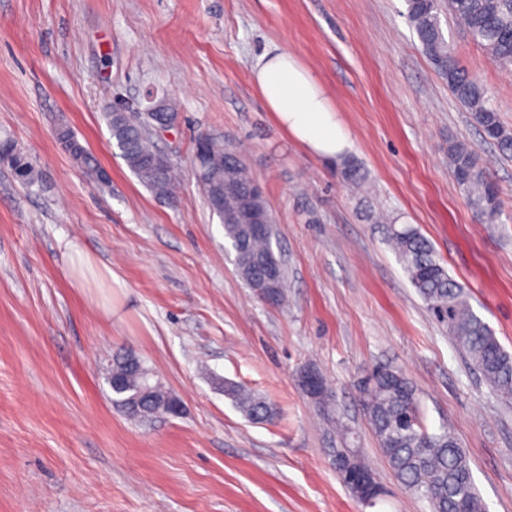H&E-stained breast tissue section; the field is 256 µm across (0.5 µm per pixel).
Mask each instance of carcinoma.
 I'll use <instances>...</instances> for the list:
<instances>
[{"label": "carcinoma", "instance_id": "1", "mask_svg": "<svg viewBox=\"0 0 512 512\" xmlns=\"http://www.w3.org/2000/svg\"><path fill=\"white\" fill-rule=\"evenodd\" d=\"M452 17L471 40L481 46L497 68L512 71V0H406V18L424 54L448 83L452 95L467 109L473 126L502 153L512 154V130L505 127L484 84L459 65L445 37L441 16ZM104 119L125 163L159 198L170 199L176 192L177 174L170 165L157 169L145 162L155 153V144L145 134V119L106 108ZM216 154L229 157L234 168L226 172L231 188L203 177L197 179L205 199L220 194L224 207L213 210L224 226V239L234 251L238 275L251 286L263 267L250 262L261 258L279 271L275 305L286 297L287 273L276 256L272 237H251L242 221V200L254 179L236 150L212 140ZM0 159L26 185L38 181L33 163L13 141L0 142ZM448 159L456 184L479 222L497 224L502 201L478 154L466 143L448 142ZM344 182L358 189L365 181L360 166L348 160L340 171ZM376 222L388 224L387 242L402 264L411 284L433 319L448 330V336L462 350L470 364L505 401L512 400V354L507 352L493 330L473 310L470 294L453 280L440 264L431 242L411 224L398 225L384 216ZM370 387L360 391V403L372 426L389 466L411 493L427 501L431 512H487L479 495L469 457L460 452L455 437L443 426L429 431L423 423L416 389L400 371L388 366L372 370ZM151 370L138 358L117 354L107 378L113 402L139 422H148L170 410L171 393L158 381L151 383ZM225 394L239 411L256 422H272L276 412L263 396L237 384H224Z\"/></svg>", "mask_w": 512, "mask_h": 512}]
</instances>
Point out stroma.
Instances as JSON below:
<instances>
[{"label": "stroma", "instance_id": "1", "mask_svg": "<svg viewBox=\"0 0 512 512\" xmlns=\"http://www.w3.org/2000/svg\"><path fill=\"white\" fill-rule=\"evenodd\" d=\"M405 12V0H0V140L41 172L27 186L0 164V512H430L394 477L360 406L377 365L411 379L428 430L448 427L488 512H512V404L432 319L370 219L382 210L419 227L512 353V157L470 124ZM442 28L512 129V74L452 19ZM275 47L351 130L365 196L266 108L252 69ZM150 92L179 114L157 140L182 174L174 202L130 171L102 118L113 100ZM61 123L108 185L61 149ZM201 133L241 148L263 189L288 271L283 306L235 269L193 172ZM453 140L485 162L501 223H479L464 200ZM120 352L153 368L181 414L124 416L106 379ZM308 366L347 438L297 386ZM226 381L270 399L276 422H249ZM342 446L385 489L375 505L339 480L329 451Z\"/></svg>", "mask_w": 512, "mask_h": 512}]
</instances>
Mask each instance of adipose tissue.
Segmentation results:
<instances>
[{
	"instance_id": "1",
	"label": "adipose tissue",
	"mask_w": 512,
	"mask_h": 512,
	"mask_svg": "<svg viewBox=\"0 0 512 512\" xmlns=\"http://www.w3.org/2000/svg\"><path fill=\"white\" fill-rule=\"evenodd\" d=\"M252 77L278 124L309 152L332 162L351 148V133L324 87L295 55L264 54Z\"/></svg>"
}]
</instances>
